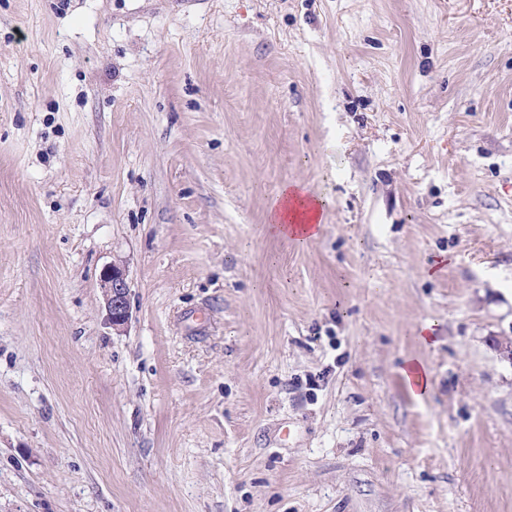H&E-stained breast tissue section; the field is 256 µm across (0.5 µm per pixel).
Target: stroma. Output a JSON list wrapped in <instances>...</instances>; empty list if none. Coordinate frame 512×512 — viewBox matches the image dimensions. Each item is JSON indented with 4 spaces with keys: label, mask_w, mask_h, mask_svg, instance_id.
<instances>
[{
    "label": "stroma",
    "mask_w": 512,
    "mask_h": 512,
    "mask_svg": "<svg viewBox=\"0 0 512 512\" xmlns=\"http://www.w3.org/2000/svg\"><path fill=\"white\" fill-rule=\"evenodd\" d=\"M510 338L512 0H0V512H512ZM327 200L299 182L284 184L271 201L268 223L275 233L294 242L315 238L325 223ZM101 287L105 298L108 322L113 329H120L130 319V283L125 267L112 263L101 274ZM410 393L418 400L427 397L431 391L430 372L424 361L418 357H407L400 369Z\"/></svg>",
    "instance_id": "obj_1"
}]
</instances>
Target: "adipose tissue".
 <instances>
[{
	"label": "adipose tissue",
	"mask_w": 512,
	"mask_h": 512,
	"mask_svg": "<svg viewBox=\"0 0 512 512\" xmlns=\"http://www.w3.org/2000/svg\"><path fill=\"white\" fill-rule=\"evenodd\" d=\"M327 200L299 182L284 184L271 201L268 222L283 238L306 242L321 231L327 213Z\"/></svg>",
	"instance_id": "1"
}]
</instances>
